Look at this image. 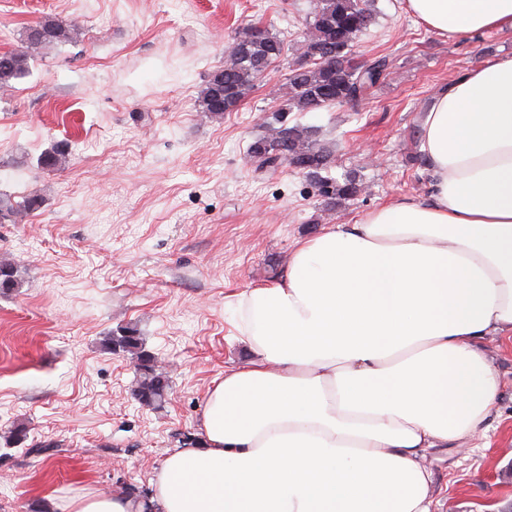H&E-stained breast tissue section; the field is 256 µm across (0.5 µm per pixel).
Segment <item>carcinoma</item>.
Wrapping results in <instances>:
<instances>
[{"label": "carcinoma", "instance_id": "cac0c4a2", "mask_svg": "<svg viewBox=\"0 0 512 512\" xmlns=\"http://www.w3.org/2000/svg\"><path fill=\"white\" fill-rule=\"evenodd\" d=\"M375 23V14L367 0H318L313 19L298 41L299 59L288 70L280 89V103L274 110L275 120L269 123L267 135L258 142L269 146L266 152L249 154L255 170L275 172L284 164L310 179L317 195L324 198L325 206L333 209L337 204L356 199L362 184L354 176L342 179L329 176L334 167L332 146L320 142L316 131L298 124L283 127L276 117L282 112H313L347 104L352 107L378 83L383 81L390 68L385 56H376L361 65L352 64L351 51L358 39ZM75 27L52 16H46L28 27L22 49L0 53V87L30 74V61L51 44L70 41ZM233 54L224 63V109L216 107L217 81L208 77L202 91V111L215 117L224 111L236 112L253 90L261 75L281 56L283 42L268 28L250 23L240 28L234 37ZM66 163L64 149L56 147L40 158V165L55 170ZM42 205L36 196H26L20 201L0 194V213L9 212L14 217L28 216ZM19 270L11 264L0 263V291L9 292L18 287ZM108 349L130 352L137 361L138 375L134 395L143 406L161 407L170 390L168 377L156 368L155 356L142 348L135 330L111 336Z\"/></svg>", "mask_w": 512, "mask_h": 512}]
</instances>
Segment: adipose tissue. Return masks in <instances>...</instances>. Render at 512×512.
<instances>
[{
  "instance_id": "1",
  "label": "adipose tissue",
  "mask_w": 512,
  "mask_h": 512,
  "mask_svg": "<svg viewBox=\"0 0 512 512\" xmlns=\"http://www.w3.org/2000/svg\"><path fill=\"white\" fill-rule=\"evenodd\" d=\"M444 39L512 36V0H405ZM430 194L300 238L274 285L236 299L249 353L206 395L196 444L145 500L70 512H431L426 454L471 439L512 337V55L431 96L417 134Z\"/></svg>"
}]
</instances>
